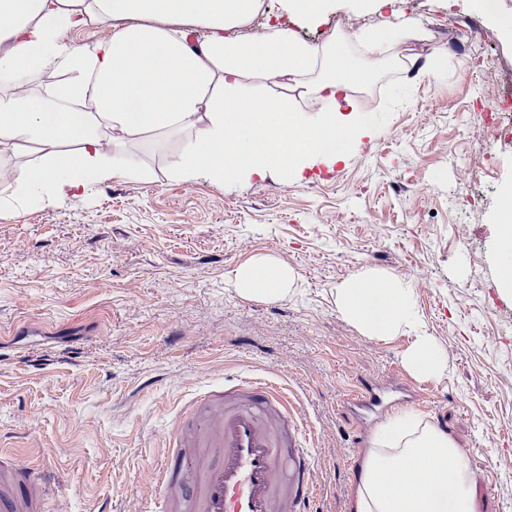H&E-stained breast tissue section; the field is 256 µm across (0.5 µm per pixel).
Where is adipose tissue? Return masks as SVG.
Segmentation results:
<instances>
[{
	"label": "adipose tissue",
	"mask_w": 512,
	"mask_h": 512,
	"mask_svg": "<svg viewBox=\"0 0 512 512\" xmlns=\"http://www.w3.org/2000/svg\"><path fill=\"white\" fill-rule=\"evenodd\" d=\"M261 0H0V145L36 149L40 165L22 177L0 168V187L21 183L36 202L79 196L94 182L145 176L131 142L164 149L177 177L214 184L254 182L279 173L298 182L344 160V146L369 133L348 93L366 88V71L335 49L290 38L269 25L259 38L240 29ZM96 22L106 38L66 45L64 31ZM64 71L46 93L30 82ZM316 101V114L294 108L289 91ZM295 274L256 255L234 275L248 299L282 300ZM336 307L366 337L415 327L413 288L366 267L336 288ZM407 366L436 377L448 357L417 337ZM475 484L452 437L415 414L374 432L357 479L353 512H471Z\"/></svg>",
	"instance_id": "obj_1"
}]
</instances>
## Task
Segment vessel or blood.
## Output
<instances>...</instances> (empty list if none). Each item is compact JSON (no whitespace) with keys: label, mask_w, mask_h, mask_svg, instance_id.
Here are the masks:
<instances>
[{"label":"vessel or blood","mask_w":512,"mask_h":512,"mask_svg":"<svg viewBox=\"0 0 512 512\" xmlns=\"http://www.w3.org/2000/svg\"><path fill=\"white\" fill-rule=\"evenodd\" d=\"M357 408L388 409L382 390L359 388ZM155 512H307L320 481L303 413L268 378L232 376L188 404L164 434ZM46 478L0 457V512H46Z\"/></svg>","instance_id":"b4317fda"}]
</instances>
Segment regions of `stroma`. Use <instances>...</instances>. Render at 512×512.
Here are the masks:
<instances>
[{
	"label": "stroma",
	"instance_id": "35a3bbf8",
	"mask_svg": "<svg viewBox=\"0 0 512 512\" xmlns=\"http://www.w3.org/2000/svg\"><path fill=\"white\" fill-rule=\"evenodd\" d=\"M481 0H334L293 36L337 19L381 35L450 21ZM512 0H496L466 58L430 35L407 41L414 78L388 64L387 42L349 44L376 72L352 91L373 136L333 170L300 182L217 185L171 174L145 153L146 177L117 176L79 197L35 202L0 190V450L35 456L54 487L47 512H151L160 438L190 400L239 373L283 382L308 411L322 487L316 512H351L360 460L344 398L357 384L426 387V405L395 408L445 429L484 462L476 512H512V262L500 235L512 192V143L480 144L485 99L512 84ZM471 170L475 207L450 201ZM468 225L461 241L458 225ZM274 254L296 273L288 299L240 297L234 271ZM365 267L415 290L424 331L448 371L408 370L410 333L369 339L336 309L339 282Z\"/></svg>",
	"mask_w": 512,
	"mask_h": 512
}]
</instances>
